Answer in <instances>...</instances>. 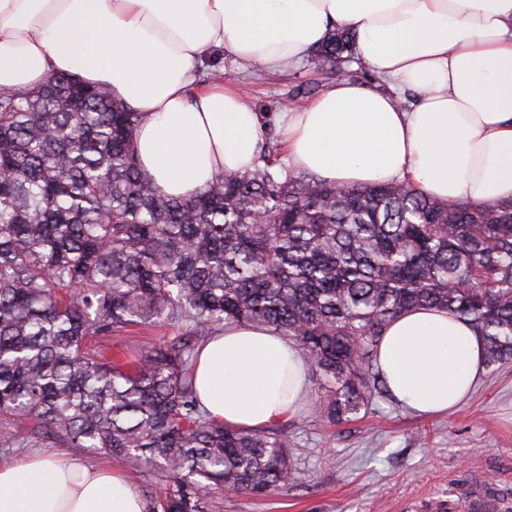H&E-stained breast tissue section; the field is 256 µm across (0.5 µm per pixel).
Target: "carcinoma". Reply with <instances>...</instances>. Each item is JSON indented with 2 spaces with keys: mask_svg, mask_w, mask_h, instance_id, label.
Returning <instances> with one entry per match:
<instances>
[{
  "mask_svg": "<svg viewBox=\"0 0 512 512\" xmlns=\"http://www.w3.org/2000/svg\"><path fill=\"white\" fill-rule=\"evenodd\" d=\"M355 33L315 57L354 58ZM141 113L70 74L0 88V418L3 448L47 437L130 470L156 467L145 512H224L300 470L288 430L210 418L198 341L230 323L293 340L330 424L393 403L378 343L422 307L468 320L485 361H512V201L448 205L406 181L344 187L297 174L267 133L253 171L187 199L140 168ZM174 327L130 362L86 348L128 327Z\"/></svg>",
  "mask_w": 512,
  "mask_h": 512,
  "instance_id": "carcinoma-1",
  "label": "carcinoma"
}]
</instances>
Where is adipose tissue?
I'll list each match as a JSON object with an SVG mask.
<instances>
[{
  "instance_id": "1",
  "label": "adipose tissue",
  "mask_w": 512,
  "mask_h": 512,
  "mask_svg": "<svg viewBox=\"0 0 512 512\" xmlns=\"http://www.w3.org/2000/svg\"><path fill=\"white\" fill-rule=\"evenodd\" d=\"M385 92L340 78L284 114L293 171L343 185L409 181L452 204L512 200V0H0V86L36 88L50 72L103 85L142 115L136 152L167 194L189 198L254 167L258 112L230 79L199 84L215 50L239 66H302L330 29ZM412 92L410 107L396 101ZM377 364L415 415L446 413L485 371L483 343L444 310L415 309L382 336ZM196 389L210 416L241 429L299 417L309 366L287 337L226 325L201 346ZM118 468L0 464V512H144Z\"/></svg>"
}]
</instances>
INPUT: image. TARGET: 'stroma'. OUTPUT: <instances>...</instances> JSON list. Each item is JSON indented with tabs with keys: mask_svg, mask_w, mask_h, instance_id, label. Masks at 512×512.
I'll return each instance as SVG.
<instances>
[{
	"mask_svg": "<svg viewBox=\"0 0 512 512\" xmlns=\"http://www.w3.org/2000/svg\"><path fill=\"white\" fill-rule=\"evenodd\" d=\"M214 68L236 82L268 128L277 127L297 98H314L330 81L313 60L286 72L243 70L222 50ZM173 334L167 327L134 328L91 344L133 359L145 342ZM317 402V389H310L301 427L290 434L301 460L295 481L265 497L226 493L224 512H462V503L477 494L512 506V363L487 368L471 397L443 416L420 418L383 403L359 421L332 427L318 415ZM28 453L58 464L103 461L47 438L25 449L0 447V460Z\"/></svg>",
	"mask_w": 512,
	"mask_h": 512,
	"instance_id": "stroma-1",
	"label": "stroma"
}]
</instances>
